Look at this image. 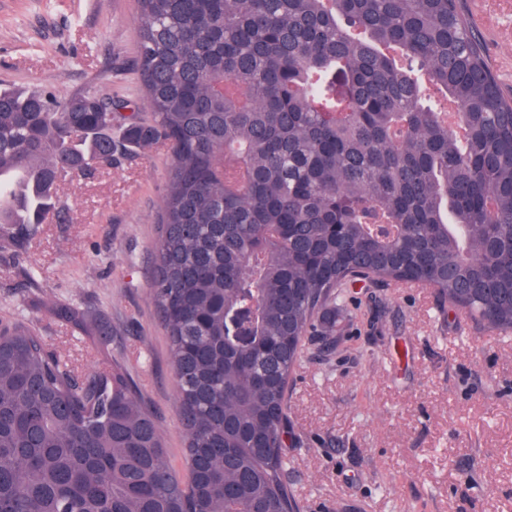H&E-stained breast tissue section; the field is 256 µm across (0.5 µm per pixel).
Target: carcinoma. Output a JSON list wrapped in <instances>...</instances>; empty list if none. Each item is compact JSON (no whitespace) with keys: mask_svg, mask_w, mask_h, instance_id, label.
Instances as JSON below:
<instances>
[{"mask_svg":"<svg viewBox=\"0 0 512 512\" xmlns=\"http://www.w3.org/2000/svg\"><path fill=\"white\" fill-rule=\"evenodd\" d=\"M137 6L149 121L114 132L91 88L0 89V173L29 179L0 184V239L64 223L66 175L168 145L152 288L189 477L120 362L80 379L34 325L1 321L0 512H286L288 382L356 282L432 288L512 333V98L460 0Z\"/></svg>","mask_w":512,"mask_h":512,"instance_id":"obj_1","label":"carcinoma"}]
</instances>
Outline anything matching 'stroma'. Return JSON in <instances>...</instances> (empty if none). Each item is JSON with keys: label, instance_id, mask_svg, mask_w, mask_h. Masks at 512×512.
Returning a JSON list of instances; mask_svg holds the SVG:
<instances>
[{"label": "stroma", "instance_id": "35a3bbf8", "mask_svg": "<svg viewBox=\"0 0 512 512\" xmlns=\"http://www.w3.org/2000/svg\"><path fill=\"white\" fill-rule=\"evenodd\" d=\"M462 8L512 95V0ZM136 53V0H0V84L62 98L92 87L115 124L145 121ZM171 163L155 143L62 182L66 223L40 225L19 254L0 245V320L33 322L80 375L120 359L183 477L186 434L151 288ZM55 302L79 308L90 333L59 322ZM284 432L301 512H512V334L429 288L356 285L334 329L306 343Z\"/></svg>", "mask_w": 512, "mask_h": 512}]
</instances>
